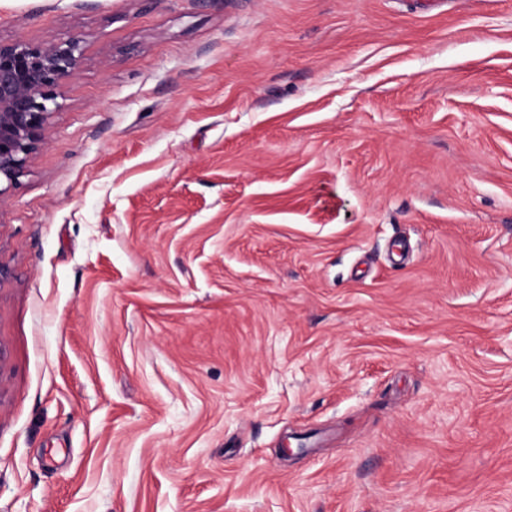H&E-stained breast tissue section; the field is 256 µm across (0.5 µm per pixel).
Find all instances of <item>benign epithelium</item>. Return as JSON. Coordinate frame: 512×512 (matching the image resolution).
Returning <instances> with one entry per match:
<instances>
[{"label":"benign epithelium","mask_w":512,"mask_h":512,"mask_svg":"<svg viewBox=\"0 0 512 512\" xmlns=\"http://www.w3.org/2000/svg\"><path fill=\"white\" fill-rule=\"evenodd\" d=\"M83 39H0V202L27 173L33 154L47 144L59 98L80 73Z\"/></svg>","instance_id":"7a95c632"}]
</instances>
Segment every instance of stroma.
I'll use <instances>...</instances> for the list:
<instances>
[{
    "label": "stroma",
    "mask_w": 512,
    "mask_h": 512,
    "mask_svg": "<svg viewBox=\"0 0 512 512\" xmlns=\"http://www.w3.org/2000/svg\"><path fill=\"white\" fill-rule=\"evenodd\" d=\"M74 2L0 512H512V0Z\"/></svg>",
    "instance_id": "stroma-1"
}]
</instances>
